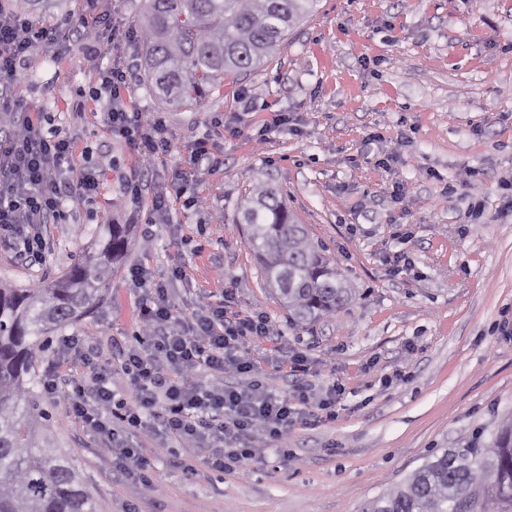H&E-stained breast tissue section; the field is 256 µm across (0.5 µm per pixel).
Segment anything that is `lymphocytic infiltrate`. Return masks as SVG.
Listing matches in <instances>:
<instances>
[{"label": "lymphocytic infiltrate", "mask_w": 512, "mask_h": 512, "mask_svg": "<svg viewBox=\"0 0 512 512\" xmlns=\"http://www.w3.org/2000/svg\"><path fill=\"white\" fill-rule=\"evenodd\" d=\"M111 26V13L99 12L81 29L69 24L46 29L0 6V117L7 120L0 127V245L21 260L36 259L44 248L34 233L37 226L53 223L71 196L89 199L98 189L91 171L77 185L62 183L61 166L73 145L34 122L30 104L18 95L26 62L43 43L60 49L78 39L95 48L101 31ZM128 78L129 66L120 60L98 74L99 89L109 99L108 123L133 152L151 162L170 147L166 121L161 113L128 105ZM131 275L145 288L139 302L142 334L125 359L135 407L115 401L106 384L89 392L77 379L68 381L70 414L101 435L125 476L146 477L148 461L133 439L154 428L205 449L206 466L227 472L253 458L256 435L283 441L296 426L317 421L320 411L331 408L328 398L312 405L305 389L290 396L268 392L255 364L238 356L242 341L268 336L262 317L231 319L224 309L210 308L176 328L175 305L163 282L142 268L132 269ZM202 369L218 374L231 369L242 381L205 386L196 380Z\"/></svg>", "instance_id": "f902f5d3"}]
</instances>
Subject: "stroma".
Returning <instances> with one entry per match:
<instances>
[{
	"label": "stroma",
	"mask_w": 512,
	"mask_h": 512,
	"mask_svg": "<svg viewBox=\"0 0 512 512\" xmlns=\"http://www.w3.org/2000/svg\"><path fill=\"white\" fill-rule=\"evenodd\" d=\"M111 7L117 29L102 32L99 52L38 46L18 87L33 118L73 142L62 179L92 168L99 190L39 226V262L0 246V286L53 278L97 225H126L129 241L98 311L51 333L40 375L60 371L91 389L99 364L116 399L128 398L125 353L141 328L130 271L142 267L165 280L176 319L220 305L263 315L269 336L238 354L257 362L271 393H339L334 419L291 430L284 453L256 439L254 459L224 474L190 442L141 437L143 482L122 477L103 439L68 415L67 391L43 395L56 419L49 441L73 458L98 512H360L430 454L489 446L512 413V0H319L222 96L164 112L162 181L190 170L196 140H209L217 161L194 171L185 193L169 192L160 218L150 197L126 195L145 164L93 95L99 69L121 59L129 105L160 110L141 77L142 44L125 37L143 0ZM279 113L287 124L259 137ZM268 179L353 290L310 326L289 324L237 221L248 190ZM296 354L304 371L291 368Z\"/></svg>",
	"instance_id": "35a3bbf8"
}]
</instances>
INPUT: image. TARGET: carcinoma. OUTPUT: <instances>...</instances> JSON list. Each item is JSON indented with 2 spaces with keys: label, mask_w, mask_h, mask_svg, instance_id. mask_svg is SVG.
Listing matches in <instances>:
<instances>
[{
  "label": "carcinoma",
  "mask_w": 512,
  "mask_h": 512,
  "mask_svg": "<svg viewBox=\"0 0 512 512\" xmlns=\"http://www.w3.org/2000/svg\"><path fill=\"white\" fill-rule=\"evenodd\" d=\"M319 0H145L139 21L144 75L158 105L202 104L224 79L258 68ZM239 223L288 320L306 325L352 300L336 266L288 209L256 183ZM129 249L122 224L100 226L94 246L50 281L0 287V512H97L70 459L39 439L53 414L35 392L49 333L93 314ZM362 512H512V413L492 446L445 448Z\"/></svg>",
  "instance_id": "1"
}]
</instances>
